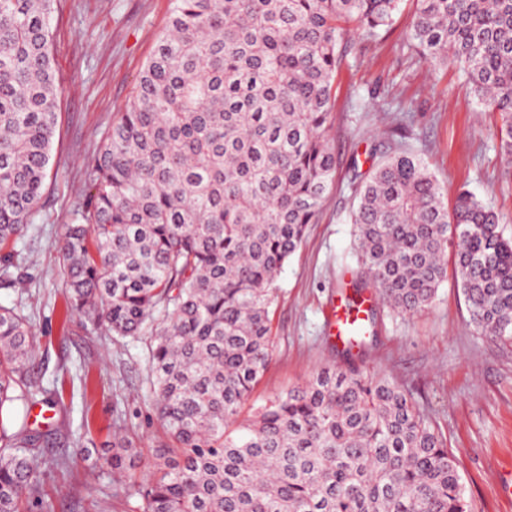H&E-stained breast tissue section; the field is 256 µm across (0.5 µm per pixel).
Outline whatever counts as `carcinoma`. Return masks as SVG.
Wrapping results in <instances>:
<instances>
[{
  "mask_svg": "<svg viewBox=\"0 0 512 512\" xmlns=\"http://www.w3.org/2000/svg\"><path fill=\"white\" fill-rule=\"evenodd\" d=\"M54 0H0V280L32 232L56 128ZM402 0H171L168 26L125 112L104 134L91 190L59 246L65 327L107 338L150 328L152 406L165 441L145 458L133 438L104 463L133 512H472L456 462L412 394L342 350L326 367L234 427L272 361L275 280L316 222L338 163L329 116L340 45L390 25ZM410 37L450 63L501 117L512 156V0H414ZM347 181L360 272L399 314L434 301L454 272L471 322L512 339V240L467 190L453 204L412 152ZM35 332L0 307V512L52 503L39 476L67 468L31 428L37 404L63 408V380L32 375Z\"/></svg>",
  "mask_w": 512,
  "mask_h": 512,
  "instance_id": "obj_1",
  "label": "carcinoma"
}]
</instances>
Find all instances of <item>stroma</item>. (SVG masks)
<instances>
[{"instance_id": "obj_1", "label": "stroma", "mask_w": 512, "mask_h": 512, "mask_svg": "<svg viewBox=\"0 0 512 512\" xmlns=\"http://www.w3.org/2000/svg\"><path fill=\"white\" fill-rule=\"evenodd\" d=\"M53 55L60 105L49 175L27 239L15 257L26 291L0 283V306L22 303L40 344L39 369H88L89 385L65 386L67 407L47 409L37 428L67 457L66 473H47L42 488L55 512H113L115 478L100 452L115 430L136 447L160 444L147 382L149 338L111 341L61 328L65 290L58 245L86 203L88 171L104 132L118 120L159 34L170 0H56ZM413 0L390 26L354 37L336 76L329 124L340 169L369 170L400 148L417 152L446 200L463 189L504 218L512 239V158L500 148L499 119L470 93L452 66L434 65L411 46ZM353 194L346 180L329 193L319 221L278 276L272 306L274 348L267 371L242 406L247 423L275 395L316 370L341 364L328 337L327 312L357 276ZM373 337L357 361L365 373L410 390L455 457L473 512H512V340L478 334L455 275L431 308L409 316L378 303Z\"/></svg>"}]
</instances>
